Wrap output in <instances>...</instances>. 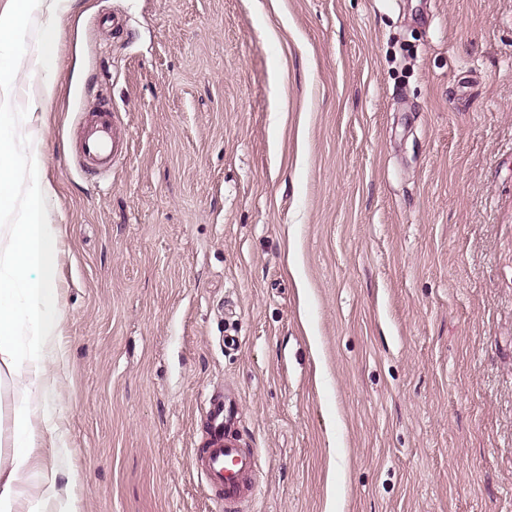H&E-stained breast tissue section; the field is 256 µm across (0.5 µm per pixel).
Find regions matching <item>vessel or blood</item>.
Instances as JSON below:
<instances>
[{
	"label": "vessel or blood",
	"mask_w": 512,
	"mask_h": 512,
	"mask_svg": "<svg viewBox=\"0 0 512 512\" xmlns=\"http://www.w3.org/2000/svg\"><path fill=\"white\" fill-rule=\"evenodd\" d=\"M128 140L116 113L99 112L85 122L80 148L86 160L100 173L111 174L113 165L125 157ZM208 447L195 461L197 471L224 489V500L238 503L252 497V478L258 457L254 449L241 447L228 436L237 418L234 399L216 398L207 404Z\"/></svg>",
	"instance_id": "b4317fda"
}]
</instances>
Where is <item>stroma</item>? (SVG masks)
Here are the masks:
<instances>
[{"mask_svg": "<svg viewBox=\"0 0 512 512\" xmlns=\"http://www.w3.org/2000/svg\"><path fill=\"white\" fill-rule=\"evenodd\" d=\"M0 53L82 512H512V0H82ZM217 393L258 452L231 507L190 465ZM105 108V112H92L96 114L86 120L80 148L93 167L100 173L111 175L113 165L127 153L128 139L116 112Z\"/></svg>", "mask_w": 512, "mask_h": 512, "instance_id": "stroma-1", "label": "stroma"}]
</instances>
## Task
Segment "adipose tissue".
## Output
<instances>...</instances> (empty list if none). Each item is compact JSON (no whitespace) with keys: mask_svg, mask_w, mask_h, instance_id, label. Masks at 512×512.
Here are the masks:
<instances>
[{"mask_svg":"<svg viewBox=\"0 0 512 512\" xmlns=\"http://www.w3.org/2000/svg\"><path fill=\"white\" fill-rule=\"evenodd\" d=\"M78 0H11L0 12V41L35 14L72 10ZM12 113H0V209L9 208L17 174L32 185L21 216L11 229L10 248L0 259V385L23 378L26 395L12 409V429L0 448V512H82L74 477H63L61 461L28 489L25 476L42 466L46 449L61 445L49 404L61 394L58 361L60 311L50 276L54 250L44 222L48 200L40 156L18 153L10 128Z\"/></svg>","mask_w":512,"mask_h":512,"instance_id":"1","label":"adipose tissue"}]
</instances>
